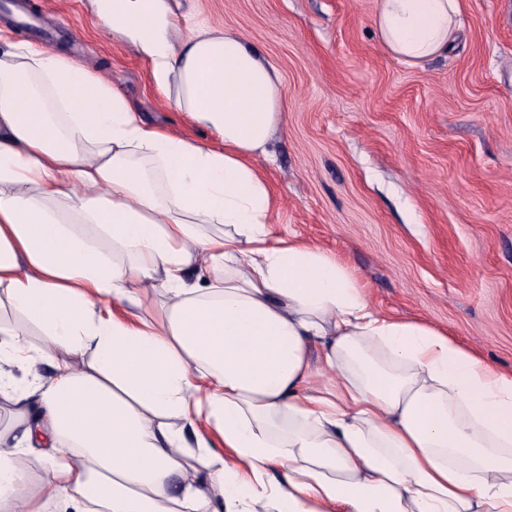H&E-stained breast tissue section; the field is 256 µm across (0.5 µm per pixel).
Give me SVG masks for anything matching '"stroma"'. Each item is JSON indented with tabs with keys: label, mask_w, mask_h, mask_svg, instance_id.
I'll list each match as a JSON object with an SVG mask.
<instances>
[{
	"label": "stroma",
	"mask_w": 512,
	"mask_h": 512,
	"mask_svg": "<svg viewBox=\"0 0 512 512\" xmlns=\"http://www.w3.org/2000/svg\"><path fill=\"white\" fill-rule=\"evenodd\" d=\"M27 2L57 8L51 50L110 75L146 123L207 141L140 51L105 33L101 0ZM169 2L183 28L239 32L279 69L274 236L335 254L380 314L425 321L512 372V0H460L461 38L414 66L378 42L376 0Z\"/></svg>",
	"instance_id": "1"
}]
</instances>
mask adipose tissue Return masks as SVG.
<instances>
[{
    "mask_svg": "<svg viewBox=\"0 0 512 512\" xmlns=\"http://www.w3.org/2000/svg\"><path fill=\"white\" fill-rule=\"evenodd\" d=\"M376 2L406 64L461 33L459 0ZM101 11L214 141L0 37V512H512V373L272 238L277 66L165 0Z\"/></svg>",
    "mask_w": 512,
    "mask_h": 512,
    "instance_id": "1",
    "label": "adipose tissue"
}]
</instances>
